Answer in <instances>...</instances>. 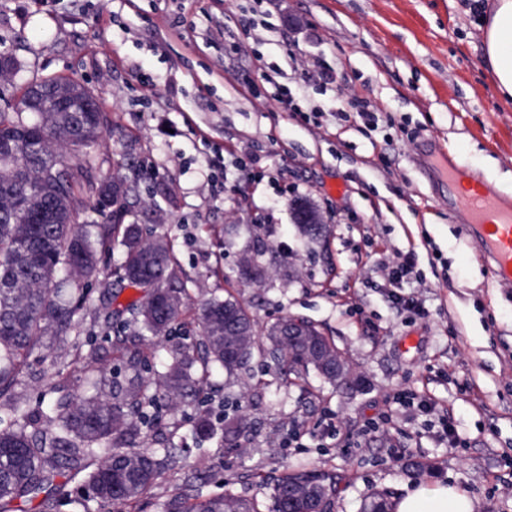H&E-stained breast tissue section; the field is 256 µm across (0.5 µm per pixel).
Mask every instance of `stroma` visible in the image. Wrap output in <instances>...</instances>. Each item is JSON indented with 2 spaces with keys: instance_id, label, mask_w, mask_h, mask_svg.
<instances>
[{
  "instance_id": "1",
  "label": "stroma",
  "mask_w": 512,
  "mask_h": 512,
  "mask_svg": "<svg viewBox=\"0 0 512 512\" xmlns=\"http://www.w3.org/2000/svg\"><path fill=\"white\" fill-rule=\"evenodd\" d=\"M0 45L22 63L0 79L2 110L35 75L99 94L112 129L98 175L136 181L125 221L174 239L192 301L232 293L262 326L305 317L365 381L281 387L259 357L248 377L214 374L209 410L229 397L249 415L237 447L202 441L138 512H157L194 471L205 492L230 487L270 512L268 483L299 466L341 474L334 512L418 481L459 484L476 512H512V287L493 279L420 151L436 141L512 198V101L484 65L474 0H0ZM356 99L373 105L374 127ZM303 200L326 240L296 230ZM258 239L272 259L245 286L234 274ZM411 250L405 292L420 316L379 272ZM255 377L268 388L255 392ZM400 387L447 408L458 447L436 443L422 418L364 434ZM328 415L334 439L318 427ZM296 429L301 447H281Z\"/></svg>"
}]
</instances>
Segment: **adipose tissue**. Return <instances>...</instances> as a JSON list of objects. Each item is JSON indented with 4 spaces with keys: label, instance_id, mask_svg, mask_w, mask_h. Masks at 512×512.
<instances>
[{
    "label": "adipose tissue",
    "instance_id": "1",
    "mask_svg": "<svg viewBox=\"0 0 512 512\" xmlns=\"http://www.w3.org/2000/svg\"><path fill=\"white\" fill-rule=\"evenodd\" d=\"M484 63L500 96L512 101V0H494L482 14ZM394 512H475V503L455 485L418 483L405 488Z\"/></svg>",
    "mask_w": 512,
    "mask_h": 512
}]
</instances>
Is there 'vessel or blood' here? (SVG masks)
<instances>
[{"label": "vessel or blood", "instance_id": "b4317fda", "mask_svg": "<svg viewBox=\"0 0 512 512\" xmlns=\"http://www.w3.org/2000/svg\"><path fill=\"white\" fill-rule=\"evenodd\" d=\"M432 165L449 184L460 185L459 214L468 236L493 278L512 286V202L484 180L467 176L446 150H437Z\"/></svg>", "mask_w": 512, "mask_h": 512}]
</instances>
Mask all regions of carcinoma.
I'll return each instance as SVG.
<instances>
[{"label":"carcinoma","mask_w":512,"mask_h":512,"mask_svg":"<svg viewBox=\"0 0 512 512\" xmlns=\"http://www.w3.org/2000/svg\"><path fill=\"white\" fill-rule=\"evenodd\" d=\"M61 100L96 105L95 112H60ZM110 132L101 102L81 82L34 77L25 85L12 112L0 111V397L16 383L31 356L51 358L39 373L48 393L57 392L61 370L56 350L75 351V363L97 392L76 400L60 395L46 407L32 409L21 401L0 414V512H15L14 502H40L44 512L69 507L72 512H102L106 505L134 503L178 463L184 435L169 431L162 447L137 444L141 427L152 422L159 400L204 402V386L214 373L236 375L249 359L227 355L224 327L255 326L252 313L232 295L214 297L199 306L201 338L173 342L171 326L189 299L180 285L183 271L175 244L165 233L143 237L137 224L122 222V209L110 210L112 194L127 200L128 182H98V162L88 148ZM120 248L124 288L143 292L125 305L106 284L94 310L102 330L122 321L130 333L117 331L107 344L84 335L86 285L101 275L99 256ZM264 244H256L251 279L265 274ZM166 341L163 371L147 376L149 359L141 345L147 338ZM260 351L273 359L288 358L286 336H267ZM118 354L125 380L105 369ZM222 437L237 446L243 419L223 414ZM306 479L335 499L340 476L335 472L293 470L271 487L272 512H306L288 494V484ZM80 484V493L66 491ZM158 512H263L258 499L229 489L222 495L179 492L156 505Z\"/></svg>","instance_id":"carcinoma-1"}]
</instances>
